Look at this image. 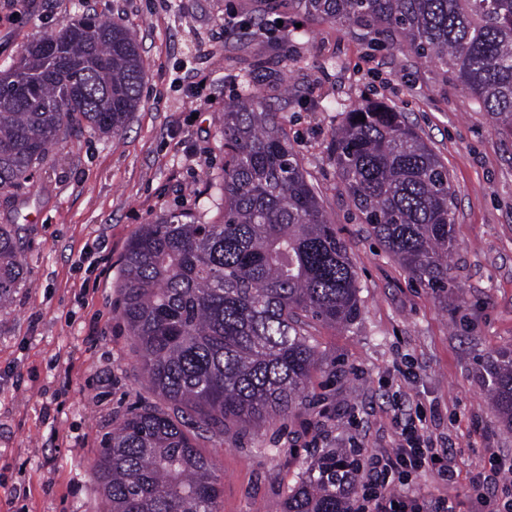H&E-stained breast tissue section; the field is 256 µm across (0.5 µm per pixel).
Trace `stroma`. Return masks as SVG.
I'll return each instance as SVG.
<instances>
[{"label": "stroma", "mask_w": 512, "mask_h": 512, "mask_svg": "<svg viewBox=\"0 0 512 512\" xmlns=\"http://www.w3.org/2000/svg\"><path fill=\"white\" fill-rule=\"evenodd\" d=\"M89 11L136 33L141 104L121 138L72 133L50 145L31 183L0 194V224L16 225L26 270L0 309V512H98L89 467L99 448L130 411L161 403L116 309L122 257L141 225L171 211L217 217L219 118L247 87L278 113L347 242L361 317L316 328L321 369L302 409L199 438L224 474L220 512H284L322 450L394 448L398 417L415 412L455 474L419 473L412 490L474 512L472 475L491 455L512 457V428L486 386L487 365L512 352V135L435 63L284 18L268 0H0V74ZM370 101L403 112L448 168L447 292L384 252L336 175L331 131Z\"/></svg>", "instance_id": "1"}]
</instances>
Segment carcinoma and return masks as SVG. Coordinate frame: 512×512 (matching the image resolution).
Returning <instances> with one entry per match:
<instances>
[{"instance_id": "cac0c4a2", "label": "carcinoma", "mask_w": 512, "mask_h": 512, "mask_svg": "<svg viewBox=\"0 0 512 512\" xmlns=\"http://www.w3.org/2000/svg\"><path fill=\"white\" fill-rule=\"evenodd\" d=\"M319 21L364 30L437 62L512 132V0H288ZM25 48L0 76V194L28 184L47 146L75 129L123 135L141 103L134 33L86 13ZM365 118L361 122L357 117ZM224 211L144 224L122 259L119 312L154 391L112 430L91 468L101 512H219L222 475L187 428L221 437L288 417L320 368L317 325L360 317L345 240L323 210L278 115L244 91L226 106ZM336 174L363 224L413 277L448 288L456 190L448 168L401 113L365 105L331 133ZM16 230L0 225V308L22 280ZM512 422V354L487 369ZM327 450L284 512H346Z\"/></svg>"}]
</instances>
